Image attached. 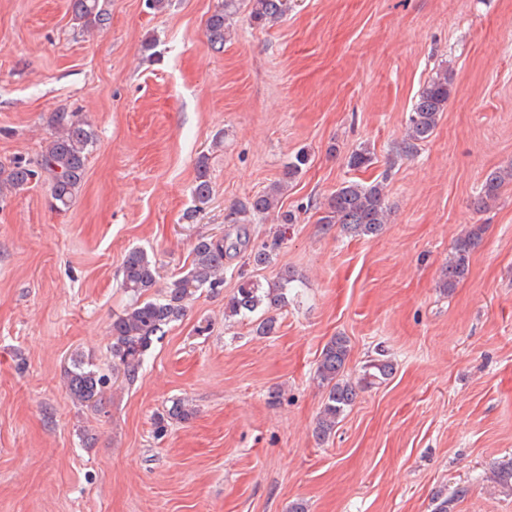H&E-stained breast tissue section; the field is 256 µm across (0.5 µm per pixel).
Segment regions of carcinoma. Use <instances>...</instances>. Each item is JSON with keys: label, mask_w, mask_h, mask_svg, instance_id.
Returning <instances> with one entry per match:
<instances>
[{"label": "carcinoma", "mask_w": 512, "mask_h": 512, "mask_svg": "<svg viewBox=\"0 0 512 512\" xmlns=\"http://www.w3.org/2000/svg\"><path fill=\"white\" fill-rule=\"evenodd\" d=\"M247 5L251 24L264 27L283 17L291 7V0H223L206 22L207 38L211 46L224 47L226 33L239 14L241 5ZM68 10L72 20L80 28L90 31L101 28L106 13L100 0H69ZM453 90V81L448 69H441L420 90L409 112L406 137L396 151V157H407L418 145L427 141L437 128L448 108ZM54 135L46 141L39 159L32 164L20 158L9 165H0V196L19 190L31 182L44 179L50 185V207L65 212L73 204L74 197L85 176L87 155L94 142L90 126L74 112H55L50 118ZM308 153H297L288 163L285 177L268 188L231 205L224 216L227 224L239 225V235H247L246 225L253 219L275 211L279 207L288 182L300 175L308 165ZM512 182V167L498 168L489 172L474 197L473 207L478 211L487 209L495 202L502 188ZM212 195L208 175L207 158L202 155L197 161V176L193 186L194 202L207 204ZM389 208L385 186L382 182L364 185L349 181L336 189L323 204L321 224H336L340 231L358 239L378 236L388 223ZM483 227L475 224L469 232L454 244L448 264L442 271L439 287L448 293L454 290L468 274L471 253L482 240ZM237 245L227 244L224 237L200 236L192 248V263L188 272L172 279L165 287L162 300L146 299L144 295L157 285L158 271L140 248L128 250L120 268L121 288L133 296L134 301L113 319L112 359L114 366L122 371L128 382H134L144 363L154 337L163 332L165 326L184 316L185 300L193 293L205 289L218 293L224 288V257ZM272 249H257L250 253L249 260L255 268H265L275 262ZM302 285V277L296 271L284 267L279 270L277 280L262 284L253 277H241L236 293L225 306L230 316H245L259 309L267 316L255 320L256 332L268 335L275 330V318L268 312L285 306L286 291ZM350 354L349 340L335 336L324 346L316 368V377L327 390V398L318 414L315 435L325 440L334 434L336 426L358 396L359 384L346 378L345 369ZM393 372V364L384 351L369 360L365 366L363 383L374 384L386 380ZM111 378L94 369L78 366L68 372L65 380L67 396L78 403L101 404ZM193 409L183 400L177 399L165 412L154 420L158 435L167 431L168 420H187Z\"/></svg>", "instance_id": "obj_1"}]
</instances>
